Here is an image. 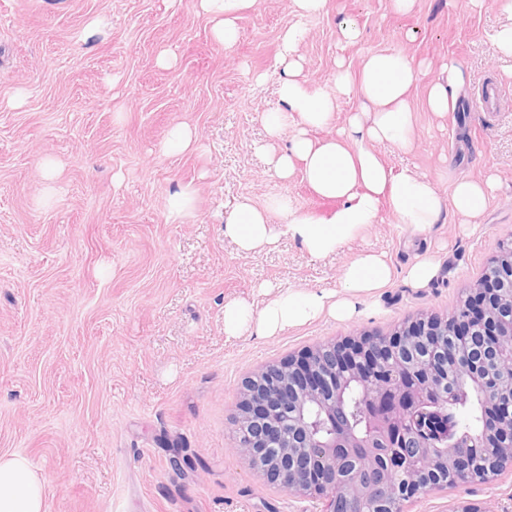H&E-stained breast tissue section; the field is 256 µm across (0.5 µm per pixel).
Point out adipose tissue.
Listing matches in <instances>:
<instances>
[{
	"mask_svg": "<svg viewBox=\"0 0 512 512\" xmlns=\"http://www.w3.org/2000/svg\"><path fill=\"white\" fill-rule=\"evenodd\" d=\"M198 4L213 23L215 41L228 49L237 40V20L255 6L256 0H198ZM300 40L301 32L296 28L286 29L280 36L277 64L284 73L278 86L281 105L265 112L263 122L271 137H280L287 130L292 136L288 150L270 151L269 162L284 180L302 172L311 189L321 198L336 201L337 208L316 218L285 199L266 208L243 196L224 220L225 237L240 251L251 252L274 244L285 234L318 259L336 252L375 224L384 206L391 209L397 223L416 232L427 231L449 212L467 222L476 220L496 189L494 177L458 179L446 199L428 175L408 169L394 171L375 150L379 144L406 149L412 143L408 102L416 78L412 61L392 51L371 54L358 78L337 70L336 91L330 94L302 77L297 59ZM444 72V79L432 85L428 97L430 109L441 117L453 111L465 83L455 63L445 64ZM354 93L362 99L360 110L350 113L334 136L311 138V130L332 121L337 96ZM274 210L284 216V223L271 222ZM394 275L385 255L362 254L342 271L335 295L282 291L257 311L243 301L225 304L224 332L236 336L253 327L260 335L272 336L324 314L348 318L355 300L373 295ZM0 512H45L43 483L24 455L0 457Z\"/></svg>",
	"mask_w": 512,
	"mask_h": 512,
	"instance_id": "obj_1",
	"label": "adipose tissue"
}]
</instances>
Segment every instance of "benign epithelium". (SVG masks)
Here are the masks:
<instances>
[{"label": "benign epithelium", "mask_w": 512, "mask_h": 512, "mask_svg": "<svg viewBox=\"0 0 512 512\" xmlns=\"http://www.w3.org/2000/svg\"><path fill=\"white\" fill-rule=\"evenodd\" d=\"M434 351L427 362L402 353ZM363 390L361 428L345 391ZM512 242L471 283L449 318L419 317L387 335L327 343L271 364L247 380L233 421L235 452L266 458L262 474L281 489L321 502L319 512H371L380 498L404 503L423 479L482 482L512 466ZM478 401L477 434L453 410Z\"/></svg>", "instance_id": "obj_1"}]
</instances>
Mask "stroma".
<instances>
[{
	"label": "stroma",
	"instance_id": "obj_1",
	"mask_svg": "<svg viewBox=\"0 0 512 512\" xmlns=\"http://www.w3.org/2000/svg\"><path fill=\"white\" fill-rule=\"evenodd\" d=\"M99 16L109 27L89 34ZM347 20L359 29L351 42L340 32ZM503 21L494 0H415L405 13L392 0H329L303 20L292 0H257L227 50L198 0H0V455L32 461L46 512H314L315 502L269 484L235 452L244 384L318 345L451 315L512 240V73L490 40ZM295 24L305 31L303 74L329 92L337 63L355 78L381 50L412 60V145L378 151L394 171L434 178L445 198L459 178L495 175L479 223L450 214L415 233L384 207L377 224L321 259L287 236L249 253L225 237L243 195L260 205L285 196L316 216L336 207L301 176L279 179L258 151L262 116L279 106V35ZM167 51L176 61L160 66ZM451 60L466 83L457 111L441 119L427 96ZM260 72L268 79L258 87ZM489 77L505 95L481 112L476 94ZM179 123L195 129L197 150L163 153ZM47 159L61 165L50 186ZM187 183L193 215L169 222L167 199ZM368 251L385 254L396 275L350 318L225 335V303L261 309L265 284L335 288ZM426 252L437 276L406 280ZM183 449L195 470L171 465ZM466 503L512 512V469L416 495L406 510Z\"/></svg>",
	"mask_w": 512,
	"mask_h": 512
}]
</instances>
